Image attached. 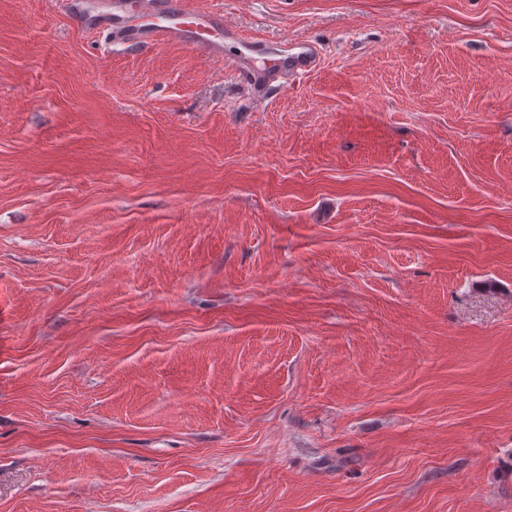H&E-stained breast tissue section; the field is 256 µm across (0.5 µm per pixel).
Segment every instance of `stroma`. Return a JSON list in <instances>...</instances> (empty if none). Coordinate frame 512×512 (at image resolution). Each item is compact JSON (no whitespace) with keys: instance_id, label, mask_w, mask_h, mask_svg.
<instances>
[{"instance_id":"1","label":"stroma","mask_w":512,"mask_h":512,"mask_svg":"<svg viewBox=\"0 0 512 512\" xmlns=\"http://www.w3.org/2000/svg\"><path fill=\"white\" fill-rule=\"evenodd\" d=\"M185 2L0 0V512H512V0ZM57 1L67 11L80 14L87 28L106 29L114 42L124 45L150 47L176 41L207 54L222 56L224 43L231 41L238 48L239 74L254 87H265L312 71L321 56L320 48L303 39L295 40L289 48L287 44L283 50L268 52L262 41L243 37L224 26L221 13L185 8L172 0H108L106 11L87 10L84 0ZM257 55L271 57L257 66Z\"/></svg>"}]
</instances>
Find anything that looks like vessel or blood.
Returning <instances> with one entry per match:
<instances>
[{"label": "vessel or blood", "mask_w": 512, "mask_h": 512, "mask_svg": "<svg viewBox=\"0 0 512 512\" xmlns=\"http://www.w3.org/2000/svg\"><path fill=\"white\" fill-rule=\"evenodd\" d=\"M59 3L81 15L86 27L106 29L114 41L125 45L150 47L176 41L220 56L225 42H233L243 80L259 88L314 70L321 56L320 48L303 39L280 50H268L262 41L225 26L221 13L189 9L175 0H110L104 11L87 9L83 0Z\"/></svg>", "instance_id": "vessel-or-blood-1"}]
</instances>
